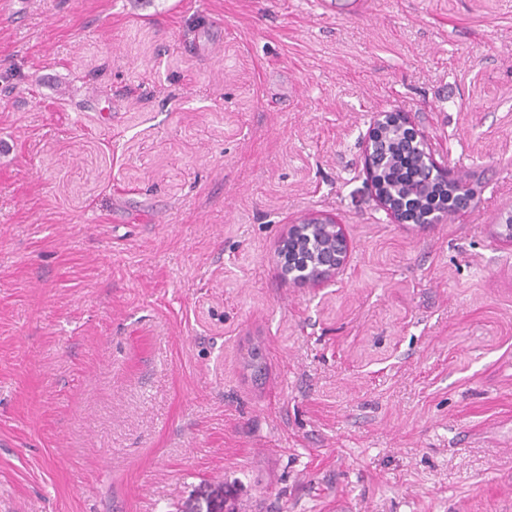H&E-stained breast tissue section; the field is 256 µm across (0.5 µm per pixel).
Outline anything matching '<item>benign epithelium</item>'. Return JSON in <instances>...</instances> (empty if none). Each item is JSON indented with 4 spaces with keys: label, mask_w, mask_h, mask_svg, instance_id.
Returning a JSON list of instances; mask_svg holds the SVG:
<instances>
[{
    "label": "benign epithelium",
    "mask_w": 512,
    "mask_h": 512,
    "mask_svg": "<svg viewBox=\"0 0 512 512\" xmlns=\"http://www.w3.org/2000/svg\"><path fill=\"white\" fill-rule=\"evenodd\" d=\"M401 127L407 132L411 146L419 155L421 171L428 181L449 185L462 195L465 206H470L474 192L456 179L448 165L438 162L427 140L401 112H381L370 128L364 150V169L374 194L388 215L398 224H441L448 218V211L433 208L424 213L408 215L395 199L383 193L377 183L375 158L378 154L383 129L388 124ZM278 257L284 259L281 273L294 284L319 286L332 280L346 265L349 242L342 225L328 216L312 215L297 224L288 226L277 246Z\"/></svg>",
    "instance_id": "1"
}]
</instances>
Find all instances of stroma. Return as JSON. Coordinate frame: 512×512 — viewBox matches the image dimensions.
Instances as JSON below:
<instances>
[{
	"label": "stroma",
	"instance_id": "1",
	"mask_svg": "<svg viewBox=\"0 0 512 512\" xmlns=\"http://www.w3.org/2000/svg\"><path fill=\"white\" fill-rule=\"evenodd\" d=\"M511 211L512 0H0V512H512ZM389 123L400 126L407 132L410 144L415 147L420 159L416 151L410 148L409 143L404 142L401 134L385 133L387 154L380 155L381 161L384 162L379 167L378 175L380 181L385 185V189L395 197H410L412 198L410 201L422 202L423 205L443 206L447 202L448 209H451L456 205L457 200H452L448 190L449 185L455 189V193L464 198V209L468 208L474 199V192L468 185L456 179L446 164L439 163L435 159L427 140L408 117L401 112H381L368 132L364 150V169L383 210L398 224H441L448 218V210L440 208H432L423 214H420L418 210L413 216H409L394 198H389L380 190L377 183L375 158L378 154L383 129ZM419 162L421 171L428 181L441 183L444 186L426 182L421 178ZM445 185L447 186L445 187ZM437 198L439 201H436ZM349 242L341 224L328 216L312 215L290 224L277 246L284 258L281 273L288 282L319 286L346 265Z\"/></svg>",
	"mask_w": 512,
	"mask_h": 512
}]
</instances>
